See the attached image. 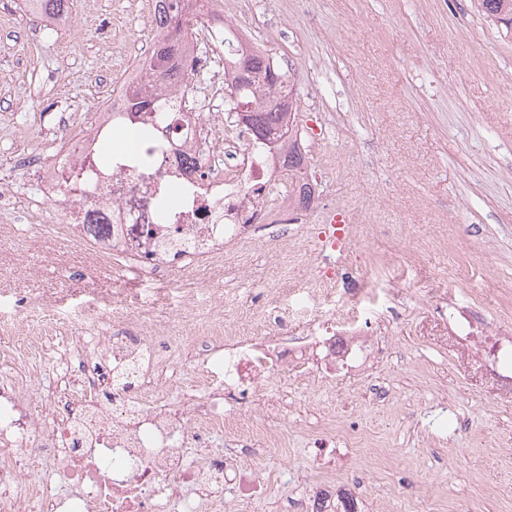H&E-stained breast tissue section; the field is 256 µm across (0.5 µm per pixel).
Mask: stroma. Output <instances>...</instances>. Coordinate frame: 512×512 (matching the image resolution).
Instances as JSON below:
<instances>
[{
  "label": "stroma",
  "instance_id": "35a3bbf8",
  "mask_svg": "<svg viewBox=\"0 0 512 512\" xmlns=\"http://www.w3.org/2000/svg\"><path fill=\"white\" fill-rule=\"evenodd\" d=\"M248 41L287 71L299 118L317 142L324 213L319 241L342 206L356 267L342 272L333 305L356 297L371 310L384 352L355 353L335 384L307 386L279 372L265 397L292 407L275 442L252 457L262 491L224 512H280L312 500L325 476L351 491L360 512H512V389L452 330L449 307L474 308L512 328V33L472 0H213ZM70 28H40L23 0H0V181L19 218L0 215V297L87 301L123 314L151 304L169 333H191L195 312L106 270L82 275L85 251L57 235L55 217L25 218L34 172L50 154L46 108L85 122L103 90L154 31L139 0H72ZM317 256L279 263L270 248L239 250L224 287L262 286L263 298L227 302L226 320L257 335V316L319 285ZM405 295L389 294L391 281Z\"/></svg>",
  "mask_w": 512,
  "mask_h": 512
}]
</instances>
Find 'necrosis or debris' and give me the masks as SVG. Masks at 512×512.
I'll return each instance as SVG.
<instances>
[{"mask_svg":"<svg viewBox=\"0 0 512 512\" xmlns=\"http://www.w3.org/2000/svg\"><path fill=\"white\" fill-rule=\"evenodd\" d=\"M232 23L211 7L200 25L211 52L200 66L219 90L232 80L224 60V29ZM153 51L150 43L139 47L137 62L93 106L86 132L69 134V118L59 114L52 160L32 162L37 206L60 213L61 231L90 249L93 264L119 263L150 284L168 282L175 265L188 266L215 286L214 300L195 324L184 374L176 370L181 341L147 310L113 317L84 310L69 323V345L50 356L51 385L39 363L46 339L27 337L28 358L0 379V512H177L182 503L190 512H223L225 485L249 497L259 483L244 462L210 451L213 437L236 435L251 394L305 361L310 346H325L314 380L329 384L361 332L358 323L343 322L297 338L284 327L243 336L225 324L224 259L247 242L285 169L242 117L203 123L204 103L165 123L134 111L132 93L147 83ZM126 126L142 130L138 150L103 159L105 140ZM219 132L223 154L206 152L208 137ZM294 186V204L277 221L300 226L318 206V182L301 176ZM456 329L486 361L512 342L511 333L471 310L459 312ZM190 442L200 449L193 463ZM22 456L30 462L24 474ZM57 471L67 492L47 486Z\"/></svg>","mask_w":512,"mask_h":512,"instance_id":"4bbe7bcc","label":"necrosis or debris"}]
</instances>
